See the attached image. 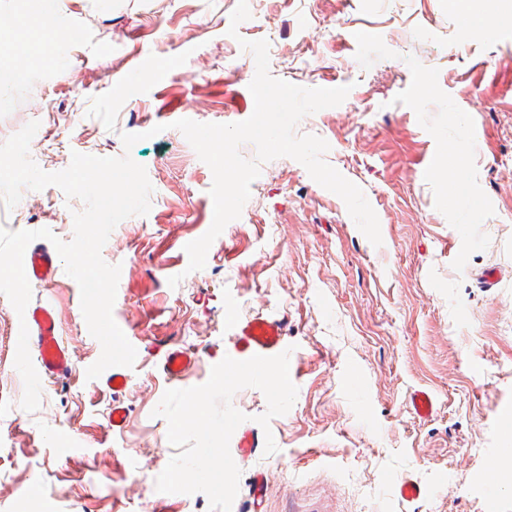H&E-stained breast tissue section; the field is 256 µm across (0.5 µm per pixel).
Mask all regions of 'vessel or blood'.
<instances>
[{"label":"vessel or blood","instance_id":"vessel-or-blood-1","mask_svg":"<svg viewBox=\"0 0 512 512\" xmlns=\"http://www.w3.org/2000/svg\"><path fill=\"white\" fill-rule=\"evenodd\" d=\"M24 270L29 282L46 286L56 274V256L37 243H30L24 253ZM29 331V346L39 353L40 367L57 377L71 375L73 362L58 340L57 318L54 311L44 306L29 309L24 314ZM283 328L279 321L255 318L239 329L236 357L240 360L255 355L274 356L284 351Z\"/></svg>","mask_w":512,"mask_h":512}]
</instances>
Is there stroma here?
<instances>
[{
	"instance_id": "35a3bbf8",
	"label": "stroma",
	"mask_w": 512,
	"mask_h": 512,
	"mask_svg": "<svg viewBox=\"0 0 512 512\" xmlns=\"http://www.w3.org/2000/svg\"><path fill=\"white\" fill-rule=\"evenodd\" d=\"M237 4L54 0L71 32L58 63L30 51L0 107V144L39 121L30 156L44 171L75 151L127 154L153 187L149 213L120 222L101 251L124 270L113 318L138 349L120 390L86 377L101 345L61 269L30 303L55 309L75 369L41 376L38 409L23 410L19 318L0 295V512H209L204 493L155 486L176 453L154 413L174 386L163 365L186 350L183 387L204 384L257 317L282 321L298 396L270 423L277 452L240 462L231 512H249L259 471L264 512H512L500 469L512 460V20L467 24L448 0H248L232 37ZM243 38L268 40L276 78L349 86L295 132L327 141L325 161L363 190L381 246L281 157L261 163L240 217L188 272L183 245L212 224L213 175L172 124L251 116ZM126 133L143 139L125 149ZM83 208L58 187L27 189L14 208L0 200V226L69 241ZM491 268L501 280L488 288ZM417 390L433 398L429 418L411 410ZM405 480L423 495L401 497Z\"/></svg>"
}]
</instances>
